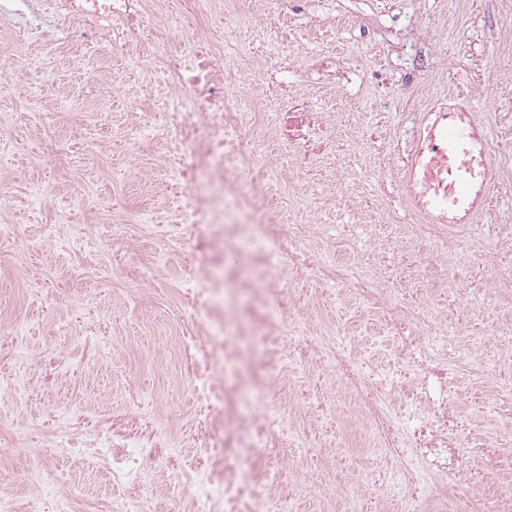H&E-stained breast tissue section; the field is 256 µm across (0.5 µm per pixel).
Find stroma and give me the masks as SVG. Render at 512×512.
<instances>
[{
	"label": "stroma",
	"mask_w": 512,
	"mask_h": 512,
	"mask_svg": "<svg viewBox=\"0 0 512 512\" xmlns=\"http://www.w3.org/2000/svg\"><path fill=\"white\" fill-rule=\"evenodd\" d=\"M236 16L237 59L246 69L240 95L257 99L276 76L258 35L287 36L292 79L315 56L341 57L345 68L335 84L312 89L309 96L315 107L338 112L353 138L377 133V141L368 147L371 154L404 152L408 129L400 121L401 113L425 111L430 102L448 94L469 98L489 131L490 145L512 139V48L498 37L512 28V0H309L304 7L298 0H288L284 10L274 0H249L237 8ZM422 28L428 30V40L418 39ZM51 68L53 80L43 88V95L56 96L59 88L66 87L78 102L59 112L55 123L12 129V136L34 141L37 149L0 156V170L6 174L0 188L8 192L16 185L38 182L46 186L48 196L72 195L81 202L99 195L130 204L146 195L156 210L166 209L168 199L147 194L144 187L151 165L158 162L157 148L144 146L130 154L114 148L111 140L86 134L98 112L110 113L114 136L131 132L138 121L133 98L146 85L144 72L124 69L123 87L113 89L83 83L61 63H52ZM77 136L89 161L99 167L96 179L56 172V153ZM344 191L371 202L375 214L391 215L395 223H404L409 213L399 182L378 178L375 168L357 171L346 180ZM55 221L51 214L46 220L20 225L15 239L0 248V327L19 326L31 354L78 344V336L59 335L58 327L68 320L74 300L92 291L99 297L101 322L120 320L122 333L109 340L108 370L89 364L78 376H60L52 389L42 393L39 404L22 402L16 390H0V439L21 426L31 431L47 428L65 408L80 401L96 411L123 405L132 388L159 398L169 409V421L180 424L184 436H191L196 402L181 372L173 323L185 259H172L167 239H151L147 252L168 258L159 268V278L169 294L163 297L146 287L132 288L113 268L110 252L100 254L98 269L92 273L56 259L47 230ZM35 277L47 283L52 313L30 300L29 284ZM303 292L313 299L317 320L338 327L348 348L362 350L370 371L386 377L390 345L374 316L336 303L333 287L307 283ZM495 380L493 371L472 363L462 376L466 390L461 409L476 427L494 436L501 453L509 455L512 430L494 421L499 408L492 396ZM295 426L291 452L305 458L298 477L309 489L291 499V512H351L347 500L326 498V491L348 481L354 467L378 475L390 471L365 423L340 424L302 413L296 415ZM14 459V470L0 478V492H19L31 484L50 490L78 484L94 491L101 487L102 479L94 471L72 466L48 446L33 445Z\"/></svg>",
	"instance_id": "stroma-1"
}]
</instances>
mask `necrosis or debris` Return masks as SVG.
Masks as SVG:
<instances>
[{
	"instance_id": "4bbe7bcc",
	"label": "necrosis or debris",
	"mask_w": 512,
	"mask_h": 512,
	"mask_svg": "<svg viewBox=\"0 0 512 512\" xmlns=\"http://www.w3.org/2000/svg\"><path fill=\"white\" fill-rule=\"evenodd\" d=\"M112 19L116 27L104 28ZM0 20L21 34L39 32L22 53L0 51V73L16 83L44 81L40 64L48 59L104 82L103 66L83 64L87 48L102 45L109 57L147 70L167 93L163 104L142 111L137 138L165 149L157 177L171 197L167 211L113 205L109 220L117 228L108 241L70 224L51 228L56 254L69 263L95 268L107 249L120 267L137 268L143 284L156 282L138 248L152 233L191 261L177 290V336L200 439L173 450L156 402L143 398L105 412L76 407L40 436L92 463L114 491L109 512H287L284 444L293 427L286 407L348 418L334 401L293 383V374L314 371L354 399L398 478L391 487L371 471L355 472L342 492L356 512H387L396 496L409 512H512V490L491 479L512 460L490 453L474 466L470 453L486 440L458 411V376L472 357L496 373V391L512 392L511 212L498 226L505 247L494 253L480 225L418 217L387 226L354 203L353 220L327 234L319 214L343 201L351 139L289 88L288 48L277 41L266 48L280 79L257 103L233 95L236 24L223 0H64L57 9L46 0H0ZM267 135L284 148L279 166L255 156ZM310 174L327 183L313 216L301 198L277 189L281 180ZM0 205L13 218L0 225L4 242L44 207L58 214L74 208L37 188ZM408 242L413 250H405ZM303 282L335 285L337 299L379 319L393 356L389 382L315 322L297 291ZM486 291L504 292L506 304L480 312ZM186 457L194 478L177 492L164 480Z\"/></svg>"
}]
</instances>
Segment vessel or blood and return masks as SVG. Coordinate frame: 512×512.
Segmentation results:
<instances>
[{"label": "vessel or blood", "mask_w": 512, "mask_h": 512, "mask_svg": "<svg viewBox=\"0 0 512 512\" xmlns=\"http://www.w3.org/2000/svg\"><path fill=\"white\" fill-rule=\"evenodd\" d=\"M489 134L462 95L434 100L403 159L400 185L410 207L432 223H472L486 206L492 168Z\"/></svg>", "instance_id": "obj_1"}]
</instances>
